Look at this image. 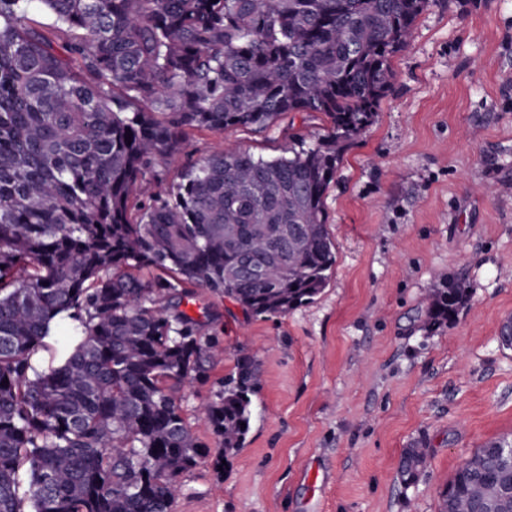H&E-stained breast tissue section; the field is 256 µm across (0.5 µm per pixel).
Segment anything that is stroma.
I'll return each instance as SVG.
<instances>
[{
  "instance_id": "stroma-1",
  "label": "stroma",
  "mask_w": 512,
  "mask_h": 512,
  "mask_svg": "<svg viewBox=\"0 0 512 512\" xmlns=\"http://www.w3.org/2000/svg\"><path fill=\"white\" fill-rule=\"evenodd\" d=\"M367 130L347 149L325 209L336 243L326 288L285 315L252 317L199 291L185 310L217 315L262 372L243 448L223 469L202 460L173 512H440L459 465L512 438V0H433ZM195 134L165 169L235 143L280 155L289 125ZM464 276L470 301L429 325L432 289ZM431 465L404 488L403 448Z\"/></svg>"
}]
</instances>
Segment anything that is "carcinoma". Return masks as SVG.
<instances>
[{
    "mask_svg": "<svg viewBox=\"0 0 512 512\" xmlns=\"http://www.w3.org/2000/svg\"><path fill=\"white\" fill-rule=\"evenodd\" d=\"M30 2L0 0V512H172L185 472L243 447L261 386L243 346L211 379L216 315L181 305L202 288L286 315L326 288V195L430 0H39V19ZM290 112L321 127L276 157L189 160L146 192L193 134L267 132ZM245 262L262 276L240 280ZM469 297L450 277L425 316L449 323ZM187 382L212 387V445L184 414ZM430 459L404 449L400 483ZM477 504L512 512V440L475 449L440 512Z\"/></svg>",
    "mask_w": 512,
    "mask_h": 512,
    "instance_id": "obj_1",
    "label": "carcinoma"
}]
</instances>
